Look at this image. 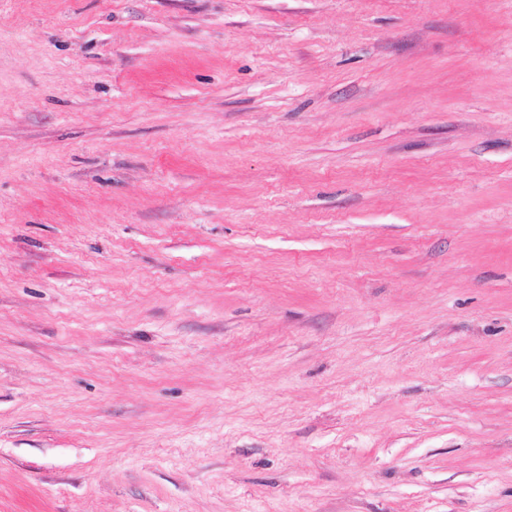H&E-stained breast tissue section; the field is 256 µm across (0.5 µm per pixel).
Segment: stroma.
Listing matches in <instances>:
<instances>
[{
  "label": "stroma",
  "instance_id": "obj_1",
  "mask_svg": "<svg viewBox=\"0 0 512 512\" xmlns=\"http://www.w3.org/2000/svg\"><path fill=\"white\" fill-rule=\"evenodd\" d=\"M0 512H512V0H0Z\"/></svg>",
  "mask_w": 512,
  "mask_h": 512
}]
</instances>
